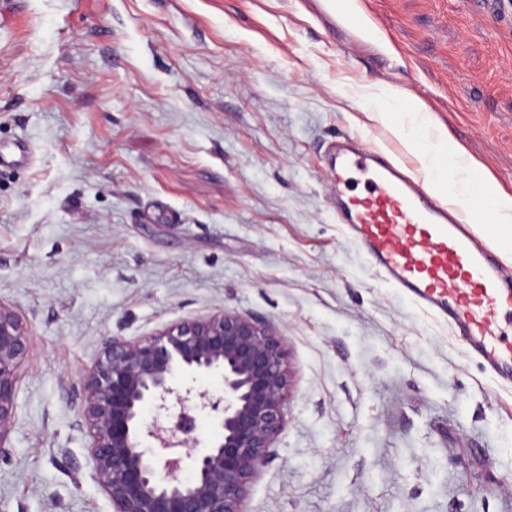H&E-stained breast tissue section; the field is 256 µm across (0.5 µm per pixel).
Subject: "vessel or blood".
I'll return each instance as SVG.
<instances>
[{
  "instance_id": "1",
  "label": "vessel or blood",
  "mask_w": 512,
  "mask_h": 512,
  "mask_svg": "<svg viewBox=\"0 0 512 512\" xmlns=\"http://www.w3.org/2000/svg\"><path fill=\"white\" fill-rule=\"evenodd\" d=\"M353 172L364 176L365 193L342 191ZM330 174L338 222L384 280L448 321L473 355L512 380V276L472 217L348 136L335 146Z\"/></svg>"
}]
</instances>
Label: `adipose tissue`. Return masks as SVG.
<instances>
[{"instance_id": "ef3b65f1", "label": "adipose tissue", "mask_w": 512, "mask_h": 512, "mask_svg": "<svg viewBox=\"0 0 512 512\" xmlns=\"http://www.w3.org/2000/svg\"><path fill=\"white\" fill-rule=\"evenodd\" d=\"M391 129L416 152L427 172L430 188H445L448 174H455L453 192L448 197L450 204L466 206L470 196L477 193L485 202L491 223L512 224V197L501 194L495 182L482 174L472 160L450 146L447 132L437 129L429 113L415 108L410 123H395Z\"/></svg>"}]
</instances>
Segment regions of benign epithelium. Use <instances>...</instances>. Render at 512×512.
<instances>
[{
	"instance_id": "7a95c632",
	"label": "benign epithelium",
	"mask_w": 512,
	"mask_h": 512,
	"mask_svg": "<svg viewBox=\"0 0 512 512\" xmlns=\"http://www.w3.org/2000/svg\"><path fill=\"white\" fill-rule=\"evenodd\" d=\"M31 331L0 301V459L16 419L18 373ZM218 375L219 394L178 378ZM291 386L284 339L266 323L225 311L152 336H108L82 373L78 429L90 437L92 475L114 512H246L252 482L274 455ZM218 433L190 436L188 405ZM152 411L146 421V411ZM192 476L181 477L185 461Z\"/></svg>"
}]
</instances>
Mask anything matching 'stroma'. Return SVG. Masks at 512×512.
Instances as JSON below:
<instances>
[{
  "label": "stroma",
  "mask_w": 512,
  "mask_h": 512,
  "mask_svg": "<svg viewBox=\"0 0 512 512\" xmlns=\"http://www.w3.org/2000/svg\"><path fill=\"white\" fill-rule=\"evenodd\" d=\"M0 9V301L31 330L0 512H113L76 426L108 336L273 324L286 428L247 512H512V383L337 224L365 87L419 101L512 196V0H14Z\"/></svg>",
  "instance_id": "stroma-1"
}]
</instances>
